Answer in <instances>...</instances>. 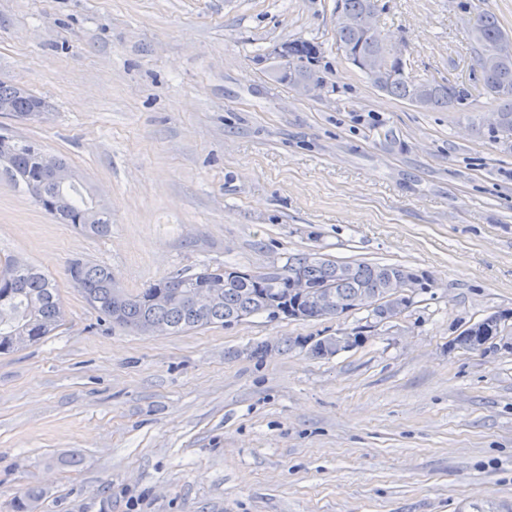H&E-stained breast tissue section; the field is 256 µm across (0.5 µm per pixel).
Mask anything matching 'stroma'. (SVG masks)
Wrapping results in <instances>:
<instances>
[{"label":"stroma","instance_id":"35a3bbf8","mask_svg":"<svg viewBox=\"0 0 512 512\" xmlns=\"http://www.w3.org/2000/svg\"><path fill=\"white\" fill-rule=\"evenodd\" d=\"M336 0H0V82L52 107L0 113L108 212L58 222L0 167V263H35L65 320L0 354V512H512V139L485 99L424 111L376 90L336 45ZM512 0H380L415 80L473 86L477 15ZM324 81H279L290 43ZM298 254L429 277L398 318L366 310L178 335L101 321L68 273L135 294L205 266ZM491 315L502 333L455 339ZM363 330L319 357L310 343ZM306 348H299V341Z\"/></svg>","mask_w":512,"mask_h":512}]
</instances>
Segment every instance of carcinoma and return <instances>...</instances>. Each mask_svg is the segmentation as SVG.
Instances as JSON below:
<instances>
[{
    "mask_svg": "<svg viewBox=\"0 0 512 512\" xmlns=\"http://www.w3.org/2000/svg\"><path fill=\"white\" fill-rule=\"evenodd\" d=\"M336 11L354 18L379 11V0H336ZM475 44V63L480 69L479 83L470 88L460 87L446 79L436 78L410 83L406 80L374 81L378 90L405 100L424 110H454L473 96L483 94L498 103L494 112L498 125L491 128L496 138H512V60L493 62L499 43L512 37L498 23L495 15L482 13L469 29ZM386 37L375 25L353 24L336 26V44L351 63L364 61L385 49ZM40 147L33 142L15 141L0 147V156L7 162L11 176L25 186L40 181L43 172L36 160ZM56 198L53 216L70 224L82 234L105 236L111 224L103 212L96 210L73 188L52 193ZM404 266L366 262H338L316 255L291 257L281 266L272 265L251 277H239L222 267L205 266L191 275H177L160 280L137 294L124 295L120 314H115L116 299L112 272L103 266L89 265L80 259L70 262L71 281L102 320L133 331L145 332L152 323L166 326L169 333H180L220 324L226 327L260 313L274 319L281 315L300 319L339 316L358 310V300L370 295L376 304L372 315L383 321L392 317V308L407 309L412 297H394L402 279ZM303 273L312 289L327 285L333 291V309L323 310L311 299L291 300L283 295L286 281L294 273ZM182 286L190 298L203 288H215L220 299L204 314L194 313L183 302H170L163 292L169 285ZM64 312L57 289L37 268L18 259H8L0 270V353L35 341L50 333L63 321ZM495 316L471 325L462 331L458 342L473 346L485 336L488 322ZM38 494L34 490L22 493L13 504V512H34Z\"/></svg>",
    "mask_w": 512,
    "mask_h": 512,
    "instance_id": "obj_1",
    "label": "carcinoma"
}]
</instances>
